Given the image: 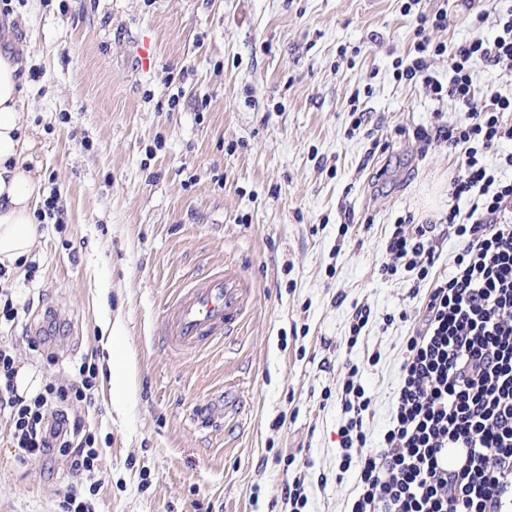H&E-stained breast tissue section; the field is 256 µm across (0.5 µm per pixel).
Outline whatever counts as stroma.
Returning a JSON list of instances; mask_svg holds the SVG:
<instances>
[{"label": "stroma", "mask_w": 512, "mask_h": 512, "mask_svg": "<svg viewBox=\"0 0 512 512\" xmlns=\"http://www.w3.org/2000/svg\"><path fill=\"white\" fill-rule=\"evenodd\" d=\"M402 3L11 0L0 13V38L28 59L26 164L60 207L25 266L0 278L21 307L0 346L41 384H72L84 358L98 370L91 401L61 405L95 434L96 483L73 477L68 457L24 456L0 419V512H66L73 493L91 512H283L298 468L312 512H344L346 365L362 371L377 447L412 331L396 316L416 306L407 272L378 273L385 238L405 216L435 223L468 207L452 195L457 152L414 136L452 122V102L393 77L396 59L415 56ZM443 7L433 42L465 41L479 16L495 35L497 0L420 2ZM354 99L366 111L357 130ZM228 267L253 287L237 330L204 352L167 350L168 303ZM356 302L374 323L350 350ZM116 325L134 381L120 413Z\"/></svg>", "instance_id": "1"}]
</instances>
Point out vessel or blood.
Segmentation results:
<instances>
[{
  "mask_svg": "<svg viewBox=\"0 0 512 512\" xmlns=\"http://www.w3.org/2000/svg\"><path fill=\"white\" fill-rule=\"evenodd\" d=\"M247 288L230 270L180 289L163 317L168 348L176 353L198 352L221 340L242 315Z\"/></svg>",
  "mask_w": 512,
  "mask_h": 512,
  "instance_id": "obj_1",
  "label": "vessel or blood"
}]
</instances>
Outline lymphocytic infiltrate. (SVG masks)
I'll use <instances>...</instances> for the list:
<instances>
[{"label":"lymphocytic infiltrate","instance_id":"lymphocytic-infiltrate-1","mask_svg":"<svg viewBox=\"0 0 512 512\" xmlns=\"http://www.w3.org/2000/svg\"><path fill=\"white\" fill-rule=\"evenodd\" d=\"M419 3L403 5L415 16L416 56L407 64L395 61V76L435 99H452L457 119L432 133L419 128L416 136L459 150L451 185L470 207H450L443 218L462 247L441 279L430 278L435 225L399 223L385 240L380 275L412 272L408 294L421 304L399 315L413 328L379 448L366 447L372 398L359 366H347L338 392L339 470L356 473L347 512H512V179L483 161L492 147L512 141V96L478 86L473 77L478 61L512 69V5L498 12L493 39L476 35L450 53L428 36L447 26V9L428 13ZM446 53L452 76L444 84L431 75L430 60ZM15 374L14 358L0 349V417L11 424L18 448L29 456L69 457L72 475L94 479V434L56 405L90 401L96 367L80 362L78 384L51 380L28 399L18 395ZM452 448L467 449L463 465L449 467Z\"/></svg>","mask_w":512,"mask_h":512}]
</instances>
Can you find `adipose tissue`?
Wrapping results in <instances>:
<instances>
[{"instance_id":"1","label":"adipose tissue","mask_w":512,"mask_h":512,"mask_svg":"<svg viewBox=\"0 0 512 512\" xmlns=\"http://www.w3.org/2000/svg\"><path fill=\"white\" fill-rule=\"evenodd\" d=\"M23 65L14 46L0 52V264L28 256L39 236L34 213L41 186L25 166L34 143L19 112Z\"/></svg>"}]
</instances>
